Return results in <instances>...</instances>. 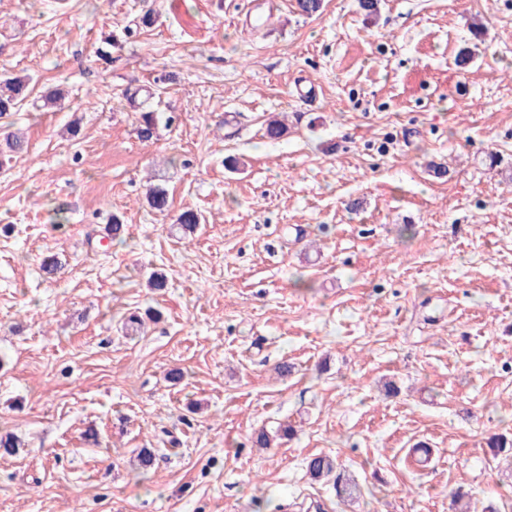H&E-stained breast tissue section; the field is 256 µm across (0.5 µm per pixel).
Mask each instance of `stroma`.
Wrapping results in <instances>:
<instances>
[{
	"label": "stroma",
	"mask_w": 512,
	"mask_h": 512,
	"mask_svg": "<svg viewBox=\"0 0 512 512\" xmlns=\"http://www.w3.org/2000/svg\"><path fill=\"white\" fill-rule=\"evenodd\" d=\"M11 74L66 99L0 119V512H512V0H0Z\"/></svg>",
	"instance_id": "35a3bbf8"
}]
</instances>
